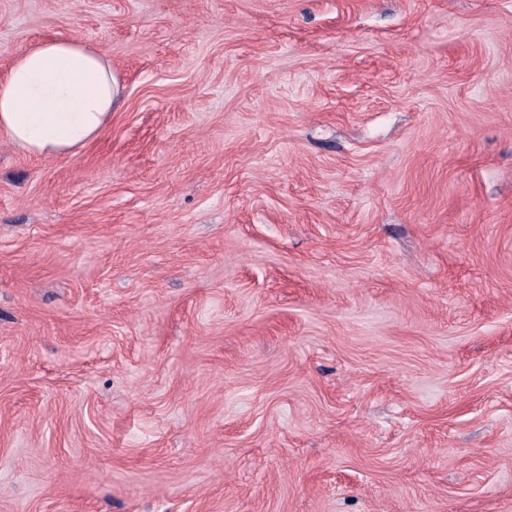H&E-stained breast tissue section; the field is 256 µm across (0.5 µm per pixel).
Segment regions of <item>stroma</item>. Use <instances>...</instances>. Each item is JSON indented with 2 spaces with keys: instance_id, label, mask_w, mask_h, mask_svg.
I'll list each match as a JSON object with an SVG mask.
<instances>
[{
  "instance_id": "stroma-1",
  "label": "stroma",
  "mask_w": 512,
  "mask_h": 512,
  "mask_svg": "<svg viewBox=\"0 0 512 512\" xmlns=\"http://www.w3.org/2000/svg\"><path fill=\"white\" fill-rule=\"evenodd\" d=\"M121 101L0 138V512H512V0H0Z\"/></svg>"
}]
</instances>
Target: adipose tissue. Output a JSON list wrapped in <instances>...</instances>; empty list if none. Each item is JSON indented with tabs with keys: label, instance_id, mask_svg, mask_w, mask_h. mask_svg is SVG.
<instances>
[{
	"label": "adipose tissue",
	"instance_id": "ef3b65f1",
	"mask_svg": "<svg viewBox=\"0 0 512 512\" xmlns=\"http://www.w3.org/2000/svg\"><path fill=\"white\" fill-rule=\"evenodd\" d=\"M120 95L105 54L68 37L46 40L0 77V135L34 156L73 155L106 128Z\"/></svg>",
	"mask_w": 512,
	"mask_h": 512
}]
</instances>
